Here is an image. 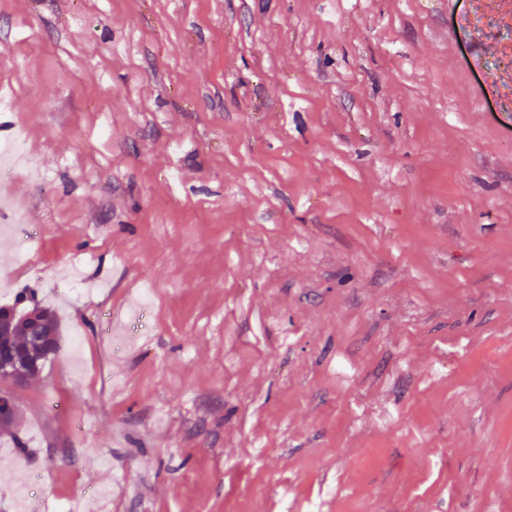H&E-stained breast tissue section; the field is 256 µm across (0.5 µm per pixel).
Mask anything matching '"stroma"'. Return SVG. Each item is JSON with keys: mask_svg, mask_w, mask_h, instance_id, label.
<instances>
[{"mask_svg": "<svg viewBox=\"0 0 512 512\" xmlns=\"http://www.w3.org/2000/svg\"><path fill=\"white\" fill-rule=\"evenodd\" d=\"M16 135L0 512H512V0H0ZM36 308L39 310L43 316V331L47 335H51V344L50 346L42 353L40 360H39V369L36 374L43 371L45 368L46 363L50 360L51 356L54 355L58 348V336H60V329H59V322L55 315V313L46 307H41L39 305H34L32 310ZM34 320L35 314L32 311L22 318H17L15 313H10L8 318H0V327H7L9 331H12L15 327L24 328L26 329L28 336H31L32 331L37 328ZM28 336L26 334L5 336V341H10L12 345L17 348H25L29 343Z\"/></svg>", "mask_w": 512, "mask_h": 512, "instance_id": "35a3bbf8", "label": "stroma"}]
</instances>
